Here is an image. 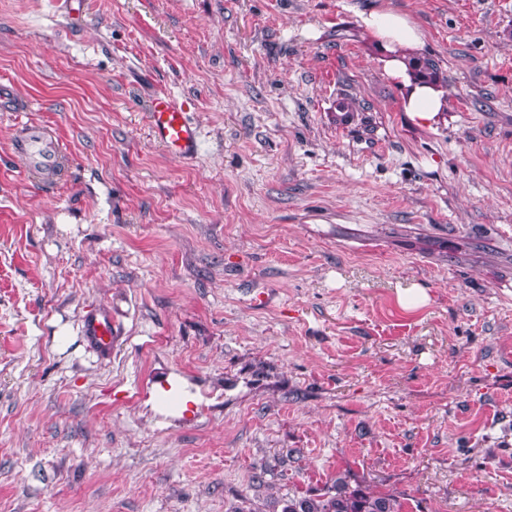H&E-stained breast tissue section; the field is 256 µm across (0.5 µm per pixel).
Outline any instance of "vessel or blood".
<instances>
[{
    "label": "vessel or blood",
    "mask_w": 512,
    "mask_h": 512,
    "mask_svg": "<svg viewBox=\"0 0 512 512\" xmlns=\"http://www.w3.org/2000/svg\"><path fill=\"white\" fill-rule=\"evenodd\" d=\"M150 129L158 144L179 158L192 156L199 143V129L187 112L170 96H155L149 106ZM13 147L25 157L28 172L41 181L61 175L64 161L57 139L48 129L32 123H19ZM114 325L108 309L91 311L85 319L83 336L87 344L101 354L110 353Z\"/></svg>",
    "instance_id": "b4317fda"
}]
</instances>
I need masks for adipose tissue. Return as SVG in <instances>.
<instances>
[{
  "label": "adipose tissue",
  "instance_id": "adipose-tissue-1",
  "mask_svg": "<svg viewBox=\"0 0 512 512\" xmlns=\"http://www.w3.org/2000/svg\"><path fill=\"white\" fill-rule=\"evenodd\" d=\"M360 20L377 45V61L384 74L402 91L403 112L424 124L435 122L447 111L448 97L442 86L424 82L412 70L424 45L422 29L388 8L361 15Z\"/></svg>",
  "mask_w": 512,
  "mask_h": 512
}]
</instances>
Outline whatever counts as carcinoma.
<instances>
[{"label": "carcinoma", "instance_id": "carcinoma-1", "mask_svg": "<svg viewBox=\"0 0 512 512\" xmlns=\"http://www.w3.org/2000/svg\"><path fill=\"white\" fill-rule=\"evenodd\" d=\"M418 76L443 84L445 75L437 61L419 58L414 64ZM361 109L358 100L346 93L336 99L337 119L346 121ZM281 512H405V504L392 495L378 494L360 486L352 487L338 477L331 490L322 495L290 496L284 500Z\"/></svg>", "mask_w": 512, "mask_h": 512}]
</instances>
